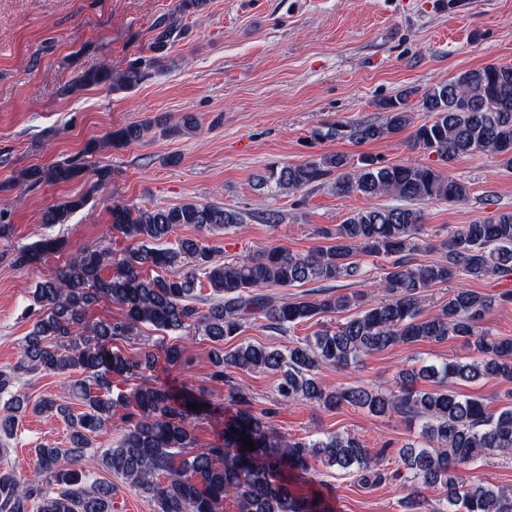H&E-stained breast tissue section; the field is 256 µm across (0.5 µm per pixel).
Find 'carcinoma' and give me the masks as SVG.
<instances>
[{
  "label": "carcinoma",
  "instance_id": "1",
  "mask_svg": "<svg viewBox=\"0 0 512 512\" xmlns=\"http://www.w3.org/2000/svg\"><path fill=\"white\" fill-rule=\"evenodd\" d=\"M209 0H178L176 13L154 26L151 55L129 61L115 71L106 62L81 72L69 86L76 93L93 86L133 89L169 67V51L183 38V18L205 11ZM412 90L384 99L382 121L328 123L313 130L316 140H353L358 144L395 136L413 123L408 107ZM420 110L430 120L419 125L414 141L436 154L442 164L467 155L490 153L512 168V64L487 65L466 70L423 92ZM197 125L184 115L169 126L160 117L112 130L108 143L124 147L145 137L154 126L184 134ZM82 168L57 163L23 171L18 183H64ZM336 175L339 194L356 193L367 200L395 196L403 204L362 208L334 228L321 229L332 244L307 254L278 248L264 256L221 263L213 248L198 239L168 242L174 228L190 224L200 231L236 228L244 215L208 203L187 202L164 208L130 210L115 205L112 226L135 241L121 256L106 248H84L56 274L38 282L33 307L27 315L32 329L24 336L18 360L0 368V445L16 436L27 411L48 413L67 426L66 446L44 443L34 448L35 467L21 480L10 468L0 467V512H112L114 487L92 478L81 467L91 455L93 437L112 424V378H138L141 383L124 403L127 412L123 436L114 448L97 457L103 470L125 480L146 495L156 512H220L231 498L239 512H314L295 497L283 479L290 466L307 471L311 463L355 476L363 485L377 486L397 478L405 495L403 512H512V490L483 482L477 474L491 455H512V396L497 408L482 399L464 396L458 386L493 378L512 379V338L493 336L481 327L492 299L458 287L429 316L423 308L425 292L459 276L483 278L512 275V213L464 224L448 233L444 256L423 264L414 258L422 235L424 214L418 204L437 200L461 203L469 187L445 176L431 165L384 163L364 155L352 162L343 153L324 154L300 164H284L258 176V183L281 194L293 193ZM86 199L66 200L48 208L43 221L66 224ZM62 238H44L23 246L14 263L33 266L50 253L61 251ZM388 261L381 280L383 297L348 321L293 337L297 326L319 314L357 307L359 292L324 294L314 299L288 300L262 292L270 286L290 287L320 282L333 288L340 280L367 275L359 257ZM172 273L147 277V268ZM211 293L201 295L203 282ZM119 304L123 316L116 320L89 321L91 308L100 300ZM265 321L264 327L291 337L288 348L270 349L241 342L224 350V342L243 332L248 320ZM140 324L161 332L192 329L210 341V377L224 382L226 370L265 369L279 376V400L303 401L328 409L343 404L368 410L376 416L396 414L419 423L420 434L399 446L397 468L388 473L379 463L380 453L358 438L339 432L286 440L271 420L275 411L253 410L252 399L232 393L237 412L224 426L221 440L196 447L193 419L203 404L144 375L152 368L151 355L135 361L112 350ZM462 338L474 348L460 361H420L406 370L396 386L377 392L361 385L327 391L319 384L320 368L332 366L359 370L363 357L397 345L443 343ZM78 372L83 378L69 382L64 392L34 403L19 389L25 376ZM80 402L76 414L70 401ZM237 432H232V429ZM255 444L249 450L241 434ZM437 489V499L426 494Z\"/></svg>",
  "mask_w": 512,
  "mask_h": 512
}]
</instances>
